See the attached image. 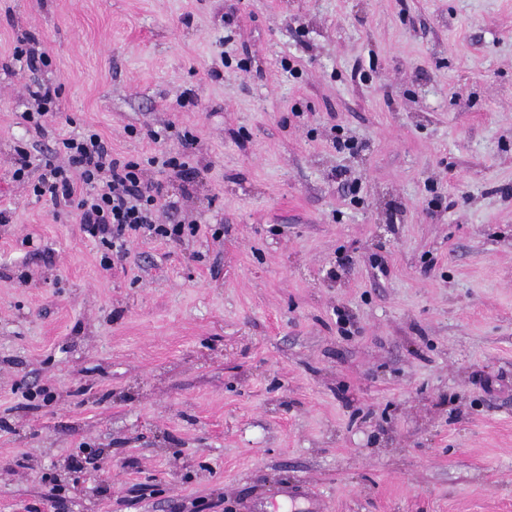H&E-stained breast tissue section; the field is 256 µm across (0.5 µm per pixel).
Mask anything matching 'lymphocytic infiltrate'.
<instances>
[{
    "label": "lymphocytic infiltrate",
    "mask_w": 512,
    "mask_h": 512,
    "mask_svg": "<svg viewBox=\"0 0 512 512\" xmlns=\"http://www.w3.org/2000/svg\"><path fill=\"white\" fill-rule=\"evenodd\" d=\"M12 177L31 182L35 196L54 210L74 213L83 233L107 245L103 267L125 261L131 238L149 236L170 244L180 243L197 231L196 222L156 221L164 199L162 182L147 179L140 163L113 155L96 133L58 139L49 156L34 161L30 151L17 150Z\"/></svg>",
    "instance_id": "obj_1"
}]
</instances>
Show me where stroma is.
<instances>
[{
	"instance_id": "1",
	"label": "stroma",
	"mask_w": 512,
	"mask_h": 512,
	"mask_svg": "<svg viewBox=\"0 0 512 512\" xmlns=\"http://www.w3.org/2000/svg\"><path fill=\"white\" fill-rule=\"evenodd\" d=\"M81 127L198 233L103 268ZM0 211V512H512V0H0ZM28 95L33 100V110L24 112L22 117L28 123L36 136L42 134L46 118L53 114L52 109L54 99L57 96L58 89L51 85L34 81L32 85L26 86ZM183 155L184 153L167 155L163 157L161 165L162 167H167L174 172L175 176L184 183V192L187 193L189 187L192 186L197 176V170L195 167L190 166L183 160Z\"/></svg>"
}]
</instances>
